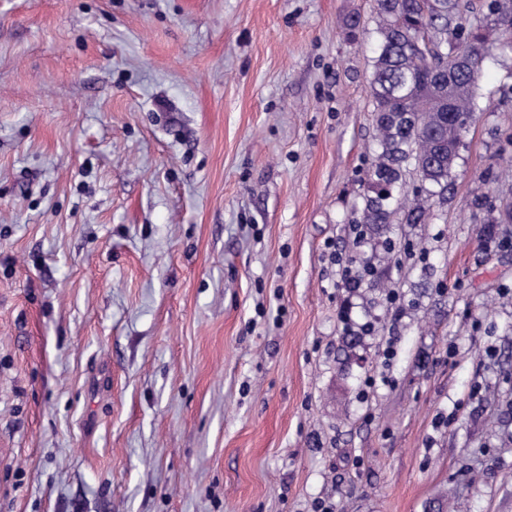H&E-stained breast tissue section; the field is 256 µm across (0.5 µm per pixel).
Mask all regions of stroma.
<instances>
[{
    "mask_svg": "<svg viewBox=\"0 0 512 512\" xmlns=\"http://www.w3.org/2000/svg\"><path fill=\"white\" fill-rule=\"evenodd\" d=\"M374 7L0 0V512H512V44L387 252Z\"/></svg>",
    "mask_w": 512,
    "mask_h": 512,
    "instance_id": "35a3bbf8",
    "label": "stroma"
}]
</instances>
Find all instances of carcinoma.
Instances as JSON below:
<instances>
[{
    "label": "carcinoma",
    "mask_w": 512,
    "mask_h": 512,
    "mask_svg": "<svg viewBox=\"0 0 512 512\" xmlns=\"http://www.w3.org/2000/svg\"><path fill=\"white\" fill-rule=\"evenodd\" d=\"M377 55L369 94L378 150L359 223L388 229L391 190L414 167L424 186L404 209L408 224L448 191L463 138L477 121L482 51L512 34V0H490L491 20L468 22L469 0H375Z\"/></svg>",
    "instance_id": "carcinoma-1"
}]
</instances>
